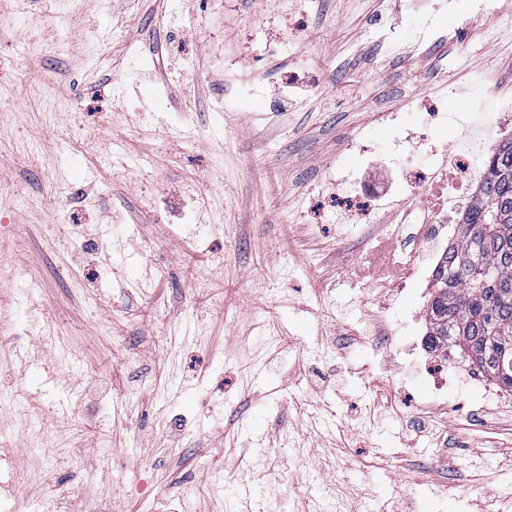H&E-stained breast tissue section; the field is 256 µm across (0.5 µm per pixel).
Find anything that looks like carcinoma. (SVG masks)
<instances>
[{
	"mask_svg": "<svg viewBox=\"0 0 512 512\" xmlns=\"http://www.w3.org/2000/svg\"><path fill=\"white\" fill-rule=\"evenodd\" d=\"M487 167L433 272L426 343L457 351L512 393V140L492 149Z\"/></svg>",
	"mask_w": 512,
	"mask_h": 512,
	"instance_id": "1",
	"label": "carcinoma"
}]
</instances>
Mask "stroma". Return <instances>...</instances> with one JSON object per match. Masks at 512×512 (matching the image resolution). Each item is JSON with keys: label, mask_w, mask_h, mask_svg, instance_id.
<instances>
[{"label": "stroma", "mask_w": 512, "mask_h": 512, "mask_svg": "<svg viewBox=\"0 0 512 512\" xmlns=\"http://www.w3.org/2000/svg\"><path fill=\"white\" fill-rule=\"evenodd\" d=\"M61 10L0 0V428L38 469L17 512H241L251 480L277 512L327 486L338 512H428L430 483L447 512H512V406L452 350L424 397L432 288L385 264L410 236L343 206L374 171L418 204L402 163L449 141L421 100L512 94V0H78L67 33Z\"/></svg>", "instance_id": "35a3bbf8"}]
</instances>
